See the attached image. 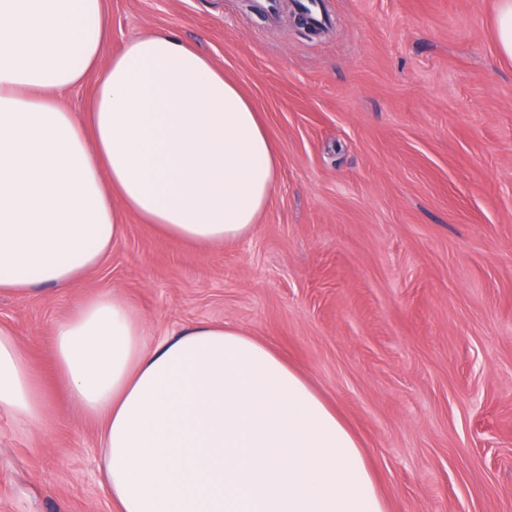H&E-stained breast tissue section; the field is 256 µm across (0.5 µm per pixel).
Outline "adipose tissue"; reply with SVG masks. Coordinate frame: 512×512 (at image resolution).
<instances>
[{
    "instance_id": "obj_1",
    "label": "adipose tissue",
    "mask_w": 512,
    "mask_h": 512,
    "mask_svg": "<svg viewBox=\"0 0 512 512\" xmlns=\"http://www.w3.org/2000/svg\"><path fill=\"white\" fill-rule=\"evenodd\" d=\"M104 0H0V295L75 287L133 213L198 248L248 236L280 149L221 67L173 34L104 58ZM84 117L63 105L88 75ZM51 356L99 425L115 512H387L355 435L275 347L229 322L153 339L118 292L78 305ZM47 398L0 326V412Z\"/></svg>"
}]
</instances>
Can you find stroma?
<instances>
[{"label":"stroma","instance_id":"1","mask_svg":"<svg viewBox=\"0 0 512 512\" xmlns=\"http://www.w3.org/2000/svg\"><path fill=\"white\" fill-rule=\"evenodd\" d=\"M106 0L104 57L149 29L223 67L280 147L251 234L187 247L127 216L75 288L0 296V323L50 398L36 427L0 412V512H111L98 424L47 349L116 290L153 337L234 323L272 344L361 440L389 512H512V60L498 0ZM497 45L499 53L512 60V1L500 0L496 15Z\"/></svg>","mask_w":512,"mask_h":512}]
</instances>
